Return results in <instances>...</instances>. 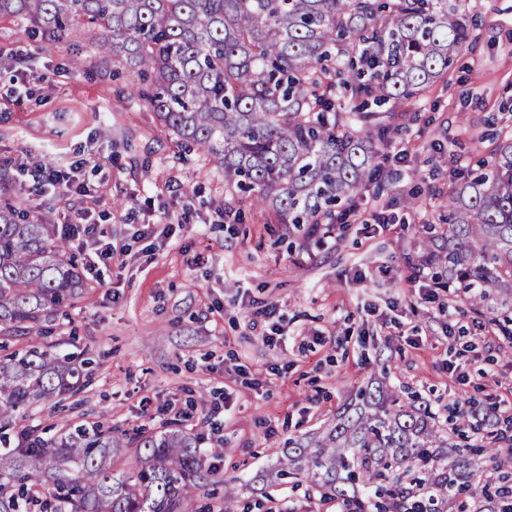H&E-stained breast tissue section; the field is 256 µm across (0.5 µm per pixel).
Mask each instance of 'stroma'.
I'll return each instance as SVG.
<instances>
[{
  "instance_id": "1",
  "label": "stroma",
  "mask_w": 512,
  "mask_h": 512,
  "mask_svg": "<svg viewBox=\"0 0 512 512\" xmlns=\"http://www.w3.org/2000/svg\"><path fill=\"white\" fill-rule=\"evenodd\" d=\"M467 46L447 78L396 109L401 132L384 144L375 203L390 230L357 222L298 237L225 190L224 176L127 95L111 65L75 68L93 52L76 32L57 47L29 38L24 21L0 17V199L65 223L56 196L32 192L22 167L86 159L82 204L97 235L119 240L161 212L188 215L177 236L136 243L124 265L85 274L83 294L50 334L12 338L89 359L81 389L21 425L50 439L70 424L154 433L158 405L193 400L187 429L214 473L210 503H268L281 512H336L299 487L280 493L270 470L288 437L321 431L370 379L428 399L440 419L456 404H499L512 417V337L493 312L476 316L447 289L426 298L414 268L425 233L448 229V192L467 168L512 135V0H468ZM272 304L278 346L252 335V312ZM462 373L450 375L447 360ZM220 456H213V449Z\"/></svg>"
}]
</instances>
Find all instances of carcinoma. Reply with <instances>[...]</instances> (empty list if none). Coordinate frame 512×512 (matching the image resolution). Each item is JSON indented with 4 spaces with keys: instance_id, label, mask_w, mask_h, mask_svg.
<instances>
[{
    "instance_id": "obj_1",
    "label": "carcinoma",
    "mask_w": 512,
    "mask_h": 512,
    "mask_svg": "<svg viewBox=\"0 0 512 512\" xmlns=\"http://www.w3.org/2000/svg\"><path fill=\"white\" fill-rule=\"evenodd\" d=\"M467 0H0V16L55 43L81 23L94 47L133 77L130 95L180 145L206 155L224 187L249 206L310 235L334 224L374 182L390 126L348 116L336 97L401 102L444 78L469 40ZM421 265L448 268L444 287L478 313L495 288L512 306V138L448 192V236L429 238ZM51 224L0 206V336L42 330L83 288ZM85 362L31 347L0 356V509L18 512L41 487L53 512H211L204 453L180 429L131 436L74 425L57 439L25 429L17 413L76 393ZM430 404L380 380L359 391L322 432L288 440L275 478L305 482L340 512H512L502 430L468 444L496 476L481 486L469 455ZM137 469H114L126 445Z\"/></svg>"
}]
</instances>
